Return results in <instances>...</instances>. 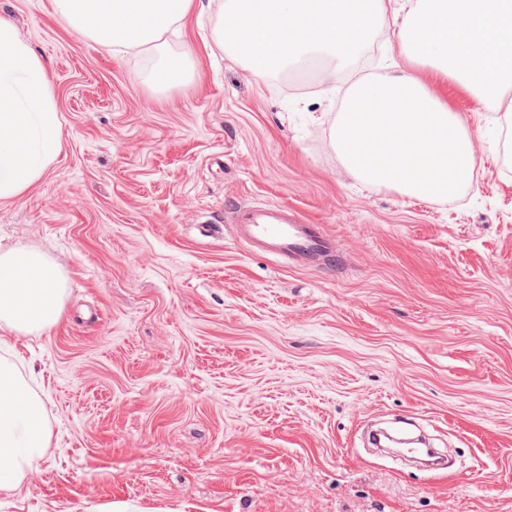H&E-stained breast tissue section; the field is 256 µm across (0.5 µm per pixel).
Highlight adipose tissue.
Listing matches in <instances>:
<instances>
[{"label":"adipose tissue","instance_id":"ef3b65f1","mask_svg":"<svg viewBox=\"0 0 512 512\" xmlns=\"http://www.w3.org/2000/svg\"><path fill=\"white\" fill-rule=\"evenodd\" d=\"M56 14L111 51L158 50L157 77L181 81L188 55L160 52L194 0H53ZM403 62L356 82L332 139L347 172L412 196L445 199L471 177L474 135L466 119L416 74L426 66L465 90L496 101L512 127V0H407L396 32ZM62 149L61 120L45 61L0 15V200L39 182ZM65 274L27 246L0 251V331L37 335L55 327ZM45 406L0 359V489L17 488L47 446Z\"/></svg>","mask_w":512,"mask_h":512}]
</instances>
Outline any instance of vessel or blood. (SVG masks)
Returning a JSON list of instances; mask_svg holds the SVG:
<instances>
[{
  "label": "vessel or blood",
  "mask_w": 512,
  "mask_h": 512,
  "mask_svg": "<svg viewBox=\"0 0 512 512\" xmlns=\"http://www.w3.org/2000/svg\"><path fill=\"white\" fill-rule=\"evenodd\" d=\"M240 238L255 249L291 264L327 262L334 248L321 225L309 223L288 206L269 203L236 212Z\"/></svg>",
  "instance_id": "obj_1"
}]
</instances>
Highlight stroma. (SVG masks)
<instances>
[{
	"label": "stroma",
	"instance_id": "stroma-1",
	"mask_svg": "<svg viewBox=\"0 0 512 512\" xmlns=\"http://www.w3.org/2000/svg\"><path fill=\"white\" fill-rule=\"evenodd\" d=\"M48 64L62 150L0 201V247L67 274L61 322L9 355L50 441L0 512H512V131L426 67L469 121L462 198L358 182L331 139L352 82L386 73L372 40L336 82L297 63L253 77L193 5L169 36L187 78L152 82L67 28L52 0H0ZM279 203L336 243L288 267L231 216ZM409 414L456 465L366 456L365 420Z\"/></svg>",
	"mask_w": 512,
	"mask_h": 512
}]
</instances>
